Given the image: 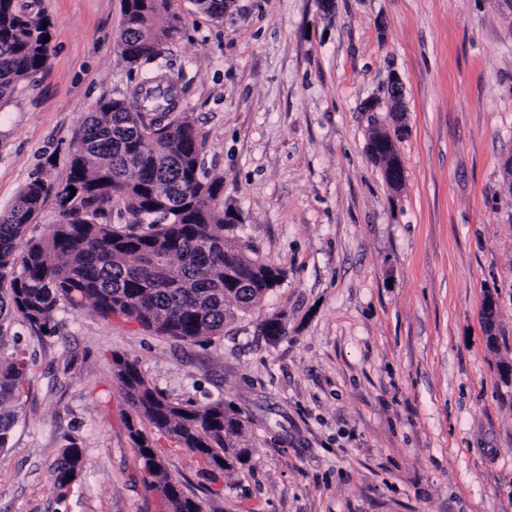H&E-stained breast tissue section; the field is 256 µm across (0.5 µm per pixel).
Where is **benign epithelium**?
<instances>
[{"instance_id":"7a95c632","label":"benign epithelium","mask_w":512,"mask_h":512,"mask_svg":"<svg viewBox=\"0 0 512 512\" xmlns=\"http://www.w3.org/2000/svg\"><path fill=\"white\" fill-rule=\"evenodd\" d=\"M386 107L391 115L389 126L373 133L367 144L368 156L376 159L383 153H393V160L384 175L387 185L393 189L401 188L404 181V165L399 151V143L408 134L406 121V106L403 96V82L398 74H393L386 88V97L374 98L367 104L366 111L375 113L381 107Z\"/></svg>"}]
</instances>
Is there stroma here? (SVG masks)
I'll return each instance as SVG.
<instances>
[{
  "mask_svg": "<svg viewBox=\"0 0 512 512\" xmlns=\"http://www.w3.org/2000/svg\"><path fill=\"white\" fill-rule=\"evenodd\" d=\"M20 3L52 41L37 85L0 107L2 216L30 181L65 183L85 117L140 75L118 47L121 0ZM175 7L184 34L159 62L181 75L179 109L242 242L287 277L203 345L64 304L51 336L9 315L0 351L31 362L0 512H161L116 352L169 399L220 396L249 415L252 462L215 484L156 439L204 512H512L507 0H235L220 21ZM395 73L409 125L396 193L366 153L388 112L364 109ZM72 443L85 467L61 490ZM84 454L82 448L75 446L74 443L68 445L62 451L61 459L54 471V484L60 488H67L75 479L77 469L83 471ZM73 475V478H70Z\"/></svg>",
  "mask_w": 512,
  "mask_h": 512,
  "instance_id": "obj_1",
  "label": "stroma"
}]
</instances>
